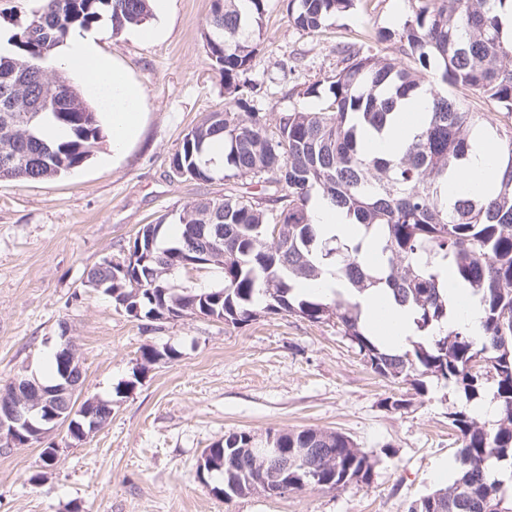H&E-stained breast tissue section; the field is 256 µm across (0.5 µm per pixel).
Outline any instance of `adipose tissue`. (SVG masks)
Masks as SVG:
<instances>
[{"label": "adipose tissue", "instance_id": "1", "mask_svg": "<svg viewBox=\"0 0 512 512\" xmlns=\"http://www.w3.org/2000/svg\"><path fill=\"white\" fill-rule=\"evenodd\" d=\"M98 31L91 30L76 35L55 54L56 64L74 70L96 104L110 123L113 152H121L135 135L145 100V90L132 82L123 69L109 62L98 49ZM425 117L424 101L405 106L400 119L386 136L366 143L368 151L388 156L401 154L418 133ZM501 147L496 139L486 133H476L472 148L463 166L449 174L442 186L448 198H455L464 190L490 197L498 188L496 163ZM309 212L321 237L353 240L361 231L340 209L329 203L322 194H314ZM448 287V324L465 328L471 335L482 332V307L469 288L455 280L452 273H444ZM360 319L371 337L384 349L397 352L408 342L416 340L414 312L410 306L396 302L383 290H372L359 296Z\"/></svg>", "mask_w": 512, "mask_h": 512}]
</instances>
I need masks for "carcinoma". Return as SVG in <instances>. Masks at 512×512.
<instances>
[{"instance_id":"carcinoma-1","label":"carcinoma","mask_w":512,"mask_h":512,"mask_svg":"<svg viewBox=\"0 0 512 512\" xmlns=\"http://www.w3.org/2000/svg\"><path fill=\"white\" fill-rule=\"evenodd\" d=\"M37 2L12 37L15 51H0V155L13 157L11 165L0 164V179L19 182L53 179L81 167L101 139L94 109L68 77L42 63L72 29L106 20L117 34L150 18L149 0ZM267 2L211 0L209 57L236 98L224 108V121L206 117L184 135L170 167L193 171L203 182L218 175L226 185L255 179L277 207L267 209L231 191L207 206L185 205L155 224L154 262L117 274L99 264L87 273L89 287L105 282L102 290L112 291L116 307L137 305L143 318L162 308L178 318L214 316L233 326L261 313L294 314L312 323L334 317L371 369L393 383L419 387L422 378L436 377L475 401L493 382L498 427L485 430L465 409L449 414L460 441L456 477L450 486L412 501L407 512H502L501 481L487 462L512 467V123H497L500 114L512 118V40L503 39L499 20L512 0H414L399 29L365 32L368 42L394 41L399 57L337 44L343 67L332 77L324 107L282 114L274 134L267 133L266 116L250 105L254 86L242 79L258 47ZM357 2L288 0V22L317 32ZM430 68L493 111L472 112L464 101L426 87L424 71ZM423 95L431 99L428 119L403 153L367 155L364 141L383 136L397 105ZM484 127L503 149L499 191L490 198L462 194L450 202L441 184L461 167L473 131ZM218 139L224 141L220 167L208 155ZM319 191L364 236L377 238L379 266L364 263L360 241L318 238L308 207ZM209 208L224 217V258L212 263L222 270L224 286L177 290L170 276L184 269L180 256L202 252L213 241L207 232L189 233V225L206 223ZM442 265L482 305L481 335L448 327ZM327 273L343 282L346 294L329 301L296 292L297 284ZM375 288L410 305L418 335L428 340L395 354L377 345L355 301ZM249 436L230 432L206 449V475L221 479L226 499L257 493L260 474L244 452ZM274 445L290 457L308 449L286 476L291 491L369 483L372 458L343 433L279 432Z\"/></svg>"}]
</instances>
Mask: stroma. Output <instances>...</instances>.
Returning a JSON list of instances; mask_svg holds the SVG:
<instances>
[{
    "mask_svg": "<svg viewBox=\"0 0 512 512\" xmlns=\"http://www.w3.org/2000/svg\"><path fill=\"white\" fill-rule=\"evenodd\" d=\"M287 0H268L261 44L246 78L251 104L276 127L282 113L322 107L342 66L336 45L369 28H399L409 0H371L309 33L289 23ZM210 0H174L152 41L104 33L103 53L146 93L140 126L121 154L101 138L71 173L0 180V388L16 374L38 379L61 336L83 371L81 394L111 403L112 417L81 441L66 428L40 446L0 453V512H407L455 479L459 446L448 424L463 394L425 378L422 388L374 373L336 321L263 314L233 327L202 316L134 318L88 271L140 227L185 204L220 196L222 181L173 176L183 136L231 99L208 56ZM164 359L143 366L146 350ZM404 399V408L386 405ZM305 428L351 437L375 461L369 483L309 487L282 496L224 499L197 475L205 448L232 431L255 437Z\"/></svg>",
    "mask_w": 512,
    "mask_h": 512,
    "instance_id": "obj_1",
    "label": "stroma"
}]
</instances>
